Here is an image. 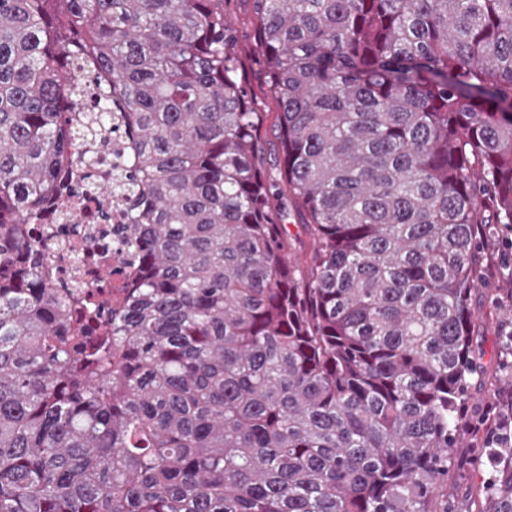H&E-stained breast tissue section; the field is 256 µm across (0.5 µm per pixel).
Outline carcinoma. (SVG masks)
<instances>
[{
  "label": "carcinoma",
  "mask_w": 512,
  "mask_h": 512,
  "mask_svg": "<svg viewBox=\"0 0 512 512\" xmlns=\"http://www.w3.org/2000/svg\"><path fill=\"white\" fill-rule=\"evenodd\" d=\"M254 13L272 168L224 0H0V512H453L470 298L512 230V0ZM81 70L137 159L107 160L116 287L109 246L55 281L35 235ZM483 451L478 512H512V444Z\"/></svg>",
  "instance_id": "1"
}]
</instances>
